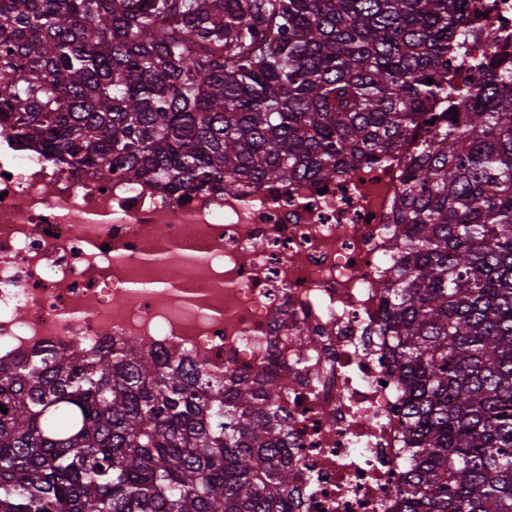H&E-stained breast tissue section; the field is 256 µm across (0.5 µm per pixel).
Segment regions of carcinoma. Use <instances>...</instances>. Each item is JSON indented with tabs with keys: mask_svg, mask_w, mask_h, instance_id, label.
I'll return each instance as SVG.
<instances>
[{
	"mask_svg": "<svg viewBox=\"0 0 512 512\" xmlns=\"http://www.w3.org/2000/svg\"><path fill=\"white\" fill-rule=\"evenodd\" d=\"M472 24L466 0H0V135L63 172L232 193L415 140L379 324L405 394L396 512H512V55L455 87ZM276 392L136 338L0 363V512H291Z\"/></svg>",
	"mask_w": 512,
	"mask_h": 512,
	"instance_id": "carcinoma-1",
	"label": "carcinoma"
}]
</instances>
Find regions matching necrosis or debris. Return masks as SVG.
Masks as SVG:
<instances>
[{"label":"necrosis or debris","instance_id":"necrosis-or-debris-1","mask_svg":"<svg viewBox=\"0 0 512 512\" xmlns=\"http://www.w3.org/2000/svg\"><path fill=\"white\" fill-rule=\"evenodd\" d=\"M451 61L512 54V0H468ZM407 147L327 184L159 192L0 139V361L136 337L274 373L294 512H394L403 394L378 324ZM287 310V323L277 320Z\"/></svg>","mask_w":512,"mask_h":512}]
</instances>
